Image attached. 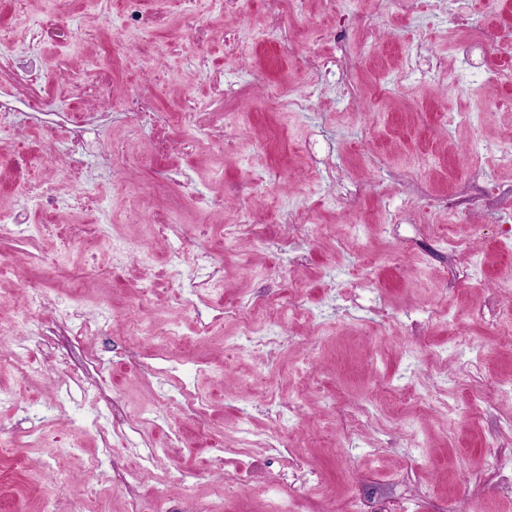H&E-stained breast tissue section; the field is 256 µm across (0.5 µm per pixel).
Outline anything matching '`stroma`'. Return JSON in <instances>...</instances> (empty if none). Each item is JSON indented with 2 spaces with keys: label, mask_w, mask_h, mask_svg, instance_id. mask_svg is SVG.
I'll list each match as a JSON object with an SVG mask.
<instances>
[{
  "label": "stroma",
  "mask_w": 512,
  "mask_h": 512,
  "mask_svg": "<svg viewBox=\"0 0 512 512\" xmlns=\"http://www.w3.org/2000/svg\"><path fill=\"white\" fill-rule=\"evenodd\" d=\"M105 11L154 48L96 68ZM510 135L512 0H0V512H512ZM277 301L272 353L233 346Z\"/></svg>",
  "instance_id": "obj_1"
}]
</instances>
